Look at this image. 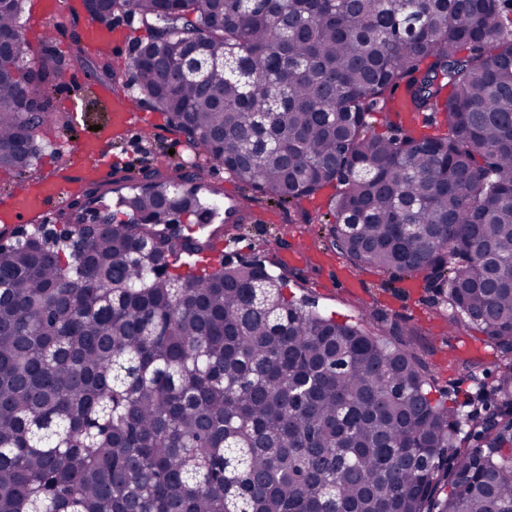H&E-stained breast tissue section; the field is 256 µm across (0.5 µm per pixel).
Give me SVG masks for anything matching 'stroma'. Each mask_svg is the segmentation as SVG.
<instances>
[{
	"instance_id": "obj_1",
	"label": "stroma",
	"mask_w": 512,
	"mask_h": 512,
	"mask_svg": "<svg viewBox=\"0 0 512 512\" xmlns=\"http://www.w3.org/2000/svg\"><path fill=\"white\" fill-rule=\"evenodd\" d=\"M60 17L56 14L39 13L36 5L27 4L22 18V35L33 50H40L44 32L56 29V47L68 53L71 32L80 30L84 18L76 16L65 30H57ZM62 103L78 101L79 111L85 122L76 123L71 129L58 125L44 126L38 132L42 153L33 173L34 178L57 172V159L62 150L74 139L97 138V129L106 125V110L95 101L82 98L81 88L76 84L62 85L57 93ZM145 119L146 130H134L127 139H109L102 146L113 162L138 160L141 171L162 166L179 167L190 171L201 166L212 170L202 150L188 148L179 142L172 130L169 118L164 113L143 105L139 108ZM335 187L320 190L314 198L305 200L300 206L281 205L256 195L254 208L259 212L274 214L276 223L239 224L224 231V256L228 259L246 258L264 262L272 273L287 272L288 295L310 302L315 311L333 317L339 322L358 323L372 309H383L393 319L414 324L421 328L425 340L435 341L433 352L426 354L437 379L433 398L448 405L468 409L472 400L489 392L494 384L493 375L500 358L501 348L495 346L477 328L448 325V312L439 308L440 296L425 288L420 278L411 277L393 280L388 276L367 268L353 271L340 255H333L331 262H322V254L328 253L326 227L313 223L312 217L329 211ZM311 248L318 255L305 265L285 267L280 255L285 247ZM475 359L481 362L478 378L472 379L459 373L460 360Z\"/></svg>"
}]
</instances>
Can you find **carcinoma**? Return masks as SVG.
<instances>
[{"label":"carcinoma","mask_w":512,"mask_h":512,"mask_svg":"<svg viewBox=\"0 0 512 512\" xmlns=\"http://www.w3.org/2000/svg\"><path fill=\"white\" fill-rule=\"evenodd\" d=\"M0 0V172L28 182L37 132L84 48L21 36ZM140 17L133 87L190 148L244 187L300 205L351 268L442 288L449 326L512 339V4L508 0H95ZM198 48L196 77L163 84ZM443 113L415 135L391 114ZM87 179L59 212L0 246V512H512V356L463 415L432 401L420 331L339 323L294 299L288 273L198 260L207 240L160 187L185 175ZM151 239L152 253L138 251ZM464 436H459V433Z\"/></svg>","instance_id":"obj_1"}]
</instances>
